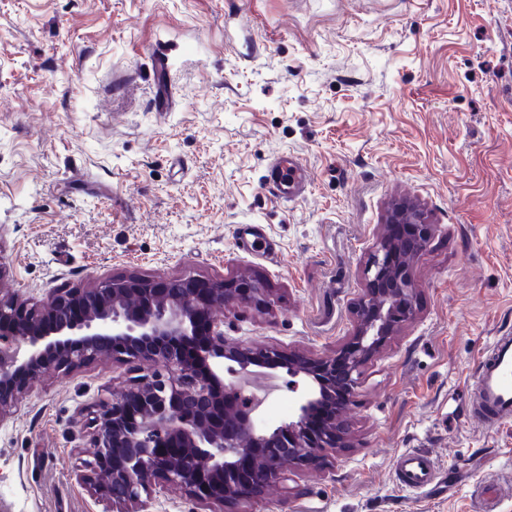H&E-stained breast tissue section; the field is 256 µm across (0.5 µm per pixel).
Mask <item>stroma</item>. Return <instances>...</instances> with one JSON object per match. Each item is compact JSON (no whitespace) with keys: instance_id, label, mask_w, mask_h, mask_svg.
I'll list each match as a JSON object with an SVG mask.
<instances>
[{"instance_id":"1","label":"stroma","mask_w":512,"mask_h":512,"mask_svg":"<svg viewBox=\"0 0 512 512\" xmlns=\"http://www.w3.org/2000/svg\"><path fill=\"white\" fill-rule=\"evenodd\" d=\"M284 154L309 182L293 201L266 184ZM403 201L434 228L414 319L364 367L337 454L232 512H482L512 476V423L465 403L512 330V0H0L2 293L248 276L271 300L224 308L225 336L332 357ZM128 376L35 382L0 424V512H111L77 479L83 413ZM407 450L438 463L430 492L397 484Z\"/></svg>"}]
</instances>
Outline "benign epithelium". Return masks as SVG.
<instances>
[{"instance_id": "7a95c632", "label": "benign epithelium", "mask_w": 512, "mask_h": 512, "mask_svg": "<svg viewBox=\"0 0 512 512\" xmlns=\"http://www.w3.org/2000/svg\"><path fill=\"white\" fill-rule=\"evenodd\" d=\"M389 224H416L412 243L389 236L366 262L368 287L356 303L354 330L336 361L306 360L250 347L224 336L214 314L228 305L269 304L271 289L240 276L224 281L194 277L159 283L139 276H106L87 288H54L42 299L0 296V424L32 382L69 373L105 355L129 362V386L85 409L89 459L79 479L104 501H138L150 487L233 503L268 482L339 447L331 419L314 438L311 414L329 405L339 414L351 402L363 368L395 325L416 315V288L408 268L432 233L424 209L397 206ZM252 366L284 368L302 377L295 412L277 426L257 423L240 377ZM230 400H224V396Z\"/></svg>"}]
</instances>
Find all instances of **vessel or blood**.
I'll list each match as a JSON object with an SVG mask.
<instances>
[{
	"label": "vessel or blood",
	"mask_w": 512,
	"mask_h": 512,
	"mask_svg": "<svg viewBox=\"0 0 512 512\" xmlns=\"http://www.w3.org/2000/svg\"><path fill=\"white\" fill-rule=\"evenodd\" d=\"M306 176L293 157L283 155L270 166L268 187L277 197L302 195ZM475 409L485 428L512 420V335L492 336L479 360L473 383ZM396 478L405 490L422 493L438 481V468L428 454L406 451L396 460Z\"/></svg>",
	"instance_id": "obj_1"
}]
</instances>
